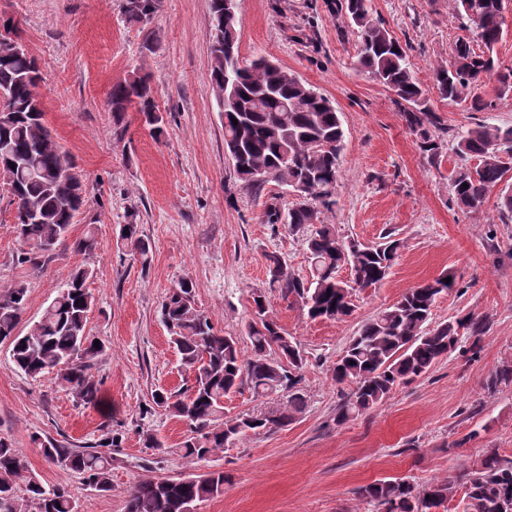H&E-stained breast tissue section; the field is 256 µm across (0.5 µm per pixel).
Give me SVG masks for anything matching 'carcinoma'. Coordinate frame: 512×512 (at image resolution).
<instances>
[{"label": "carcinoma", "mask_w": 512, "mask_h": 512, "mask_svg": "<svg viewBox=\"0 0 512 512\" xmlns=\"http://www.w3.org/2000/svg\"><path fill=\"white\" fill-rule=\"evenodd\" d=\"M157 0H125L129 21L146 23ZM336 12L350 20L359 44V64L407 107L403 115L419 148L430 161L440 157L444 139L440 121L429 105L426 90L406 62V52L384 24L374 18L370 0H336ZM453 17L472 37H460L452 60L433 70V82L443 100L469 105L473 112L496 107L472 90L487 81L497 86V100L512 96V64L493 57L503 37L504 0H452ZM210 78L216 94L234 91V104L223 108L224 149L235 152L234 173L245 188L259 191L272 179L300 197L283 209L271 197L264 222L285 223L293 234L307 233L310 276L302 278L269 256L268 286L301 307L308 318L336 320L353 312L352 291L372 288L389 274L402 242L387 233L375 243L345 239L333 224L316 225L318 207L336 204V186L345 132L333 102L299 76L262 56L247 62L239 55L236 0H210ZM19 23L3 22L0 31V182L9 187L15 205V228L21 242L19 260L32 268L62 245L77 213L86 202L83 176L67 153L60 150L44 122L37 91L39 69L27 53L12 52L19 39ZM485 51L478 53L473 43ZM109 103L113 134L123 136L124 114L132 105L155 136L165 126L149 81L135 76L112 86ZM237 122H232V119ZM455 151L475 158L462 167L450 185L449 202L469 213L481 210L489 193L503 181L509 168L503 156H512V126L473 124L455 136ZM121 240L147 266L150 243L135 220L123 225ZM351 269L352 280L338 277ZM91 271L74 272L65 287L45 308L41 319L26 333L18 331L27 288L18 284L0 294V342H9L15 366L30 377L51 375L85 404L97 401L99 388L87 373L88 362L102 348L86 334L87 314L94 299L86 288ZM455 281L439 277L410 289L393 305L368 319L352 336L332 368L338 384L355 385L341 405L337 422L362 415L397 386L427 374L439 359L457 348L460 333L473 338L472 354L479 352L483 321L467 315L429 327L437 298L451 291ZM253 321L248 339L251 352L243 357L237 337L214 328L195 308L193 284L183 281L166 297L161 318L193 376L183 393L157 391L153 403L184 421L190 435L179 452L185 458L205 460L248 432L270 431L287 425L304 406L301 392L306 358L298 345L269 315L262 290L252 293ZM249 387L259 395L288 393L289 408L269 409L224 419V397ZM512 386V360L497 366L485 381L495 392ZM112 437L96 450L41 442L46 460L65 472L82 476L99 492L112 490ZM464 493L461 512H505L512 509V459L499 449H484L461 475ZM24 496L15 494L18 483ZM456 482L448 480L421 489L410 481L377 480L358 490L359 496L380 512H432L455 497ZM224 493V472L194 474L179 480H142L131 488L127 512H188L198 503ZM79 512L65 487L45 485L26 470L18 449L0 439V512Z\"/></svg>", "instance_id": "carcinoma-1"}]
</instances>
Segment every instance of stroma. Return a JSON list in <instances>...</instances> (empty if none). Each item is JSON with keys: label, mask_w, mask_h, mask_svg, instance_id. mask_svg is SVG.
Masks as SVG:
<instances>
[{"label": "stroma", "mask_w": 512, "mask_h": 512, "mask_svg": "<svg viewBox=\"0 0 512 512\" xmlns=\"http://www.w3.org/2000/svg\"><path fill=\"white\" fill-rule=\"evenodd\" d=\"M123 4L0 0V19L20 21L21 40L42 72L45 123L87 189L70 243L34 269L18 260L14 207L0 188V293L17 283L27 287L19 325L25 331L74 270H92L86 332L104 344L88 368L99 398L85 404L51 377L16 369L8 343H0V438L19 448L28 471L44 484L64 485L79 512H126L138 481L209 471L223 472L224 492L199 503L198 512H370L357 493L363 485L444 482L490 446L512 458V386L493 394L484 387L489 373L512 358V220L500 213L494 192L477 213L449 201V184L464 164L454 150L457 132L480 120L512 125V99H497L491 82L475 89L496 99L489 112L439 98L433 70L447 64L465 34L448 0H371L446 130L434 163L420 151L394 94L360 67L356 36L328 0H238L241 56L278 61L329 97L340 115L346 139L336 204L320 211V223L363 243L388 230L404 242L388 276L354 292L353 315L337 321L308 319L268 286L272 254L292 273L308 275L307 245L286 226L262 220L271 196L290 205L293 193L273 181L258 193L246 189L224 151L210 81L209 0H158L144 25L129 22ZM153 38L159 46L151 52L145 45ZM135 74L150 78L166 120L162 137L152 136L132 109L124 137L113 133L110 90ZM132 218L152 244L146 268L119 239ZM90 225L96 250L74 251L72 240ZM446 273L456 286L437 299L429 323L467 314L483 319L480 352L461 344L371 411L337 423L352 388L336 384L331 368L350 337L408 289ZM184 279L194 284L197 309L243 344L251 293L264 289L270 313L307 360L306 406L291 423L247 433L204 461L181 456L187 426L152 402L155 390L181 392L191 384L161 319L163 300ZM149 435L156 447H145ZM109 436L108 493L42 453L47 439L84 448Z\"/></svg>", "instance_id": "35a3bbf8"}]
</instances>
